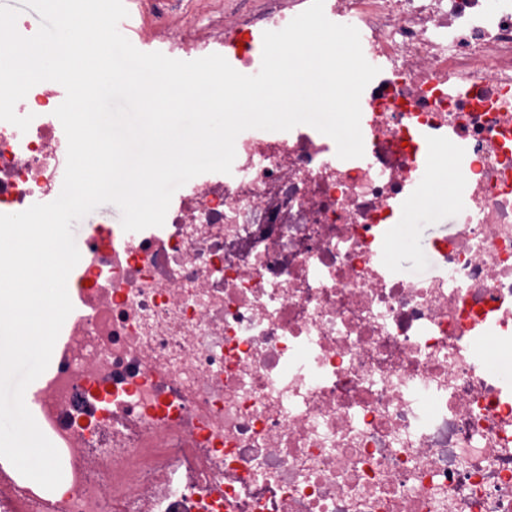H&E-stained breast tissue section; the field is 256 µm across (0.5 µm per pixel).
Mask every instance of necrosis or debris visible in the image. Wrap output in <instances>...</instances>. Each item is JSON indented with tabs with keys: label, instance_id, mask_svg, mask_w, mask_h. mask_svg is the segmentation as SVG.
Returning <instances> with one entry per match:
<instances>
[{
	"label": "necrosis or debris",
	"instance_id": "1",
	"mask_svg": "<svg viewBox=\"0 0 512 512\" xmlns=\"http://www.w3.org/2000/svg\"><path fill=\"white\" fill-rule=\"evenodd\" d=\"M183 0H140L169 50L211 53ZM378 75L364 155L311 126L248 129L232 171L165 223L93 228L32 404L56 496L0 465V512H512V0H324ZM267 12L228 55L260 70ZM42 82L0 121V213L55 200L67 139ZM465 141L464 207L405 275L380 257L428 178L422 133Z\"/></svg>",
	"mask_w": 512,
	"mask_h": 512
}]
</instances>
